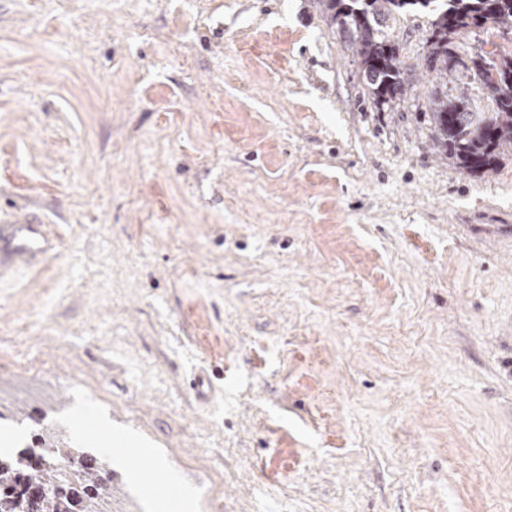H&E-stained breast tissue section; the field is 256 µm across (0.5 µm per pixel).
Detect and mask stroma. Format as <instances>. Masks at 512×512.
I'll return each instance as SVG.
<instances>
[{"mask_svg":"<svg viewBox=\"0 0 512 512\" xmlns=\"http://www.w3.org/2000/svg\"><path fill=\"white\" fill-rule=\"evenodd\" d=\"M390 26L380 109L317 0H0V218L58 239L0 277V431L140 512H512V156L437 153L428 18Z\"/></svg>","mask_w":512,"mask_h":512,"instance_id":"1","label":"stroma"}]
</instances>
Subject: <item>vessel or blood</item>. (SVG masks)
<instances>
[{
  "label": "vessel or blood",
  "mask_w": 512,
  "mask_h": 512,
  "mask_svg": "<svg viewBox=\"0 0 512 512\" xmlns=\"http://www.w3.org/2000/svg\"><path fill=\"white\" fill-rule=\"evenodd\" d=\"M57 247L47 225L17 220L0 224V275L19 266L40 267Z\"/></svg>",
  "instance_id": "1"
}]
</instances>
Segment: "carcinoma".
I'll return each instance as SVG.
<instances>
[{
	"label": "carcinoma",
	"instance_id": "carcinoma-1",
	"mask_svg": "<svg viewBox=\"0 0 512 512\" xmlns=\"http://www.w3.org/2000/svg\"><path fill=\"white\" fill-rule=\"evenodd\" d=\"M330 21L352 44L374 103L405 101L415 77L399 59L389 34L393 15H429L425 59L439 78L458 74L487 89L491 112H479L463 90L444 82L428 97L437 152L468 172L494 171L512 156V45L460 55L459 37L491 21L512 28V0H319ZM457 64L448 67V58ZM114 471L102 455L70 441L61 430L35 435L9 455L0 454V512H100L113 497Z\"/></svg>",
	"mask_w": 512,
	"mask_h": 512
}]
</instances>
